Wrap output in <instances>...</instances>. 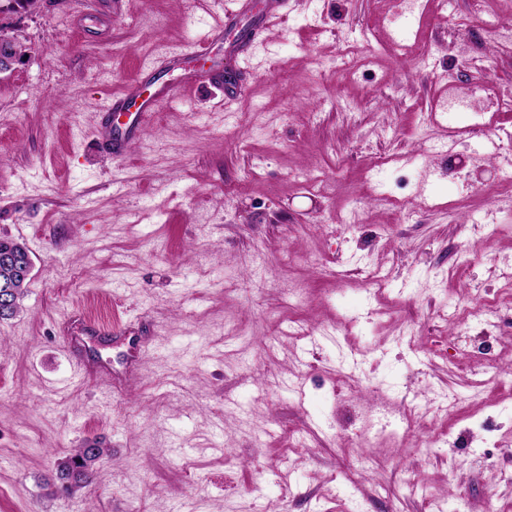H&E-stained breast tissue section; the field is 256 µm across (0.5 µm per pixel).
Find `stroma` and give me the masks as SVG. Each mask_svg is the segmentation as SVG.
<instances>
[{
  "label": "stroma",
  "mask_w": 512,
  "mask_h": 512,
  "mask_svg": "<svg viewBox=\"0 0 512 512\" xmlns=\"http://www.w3.org/2000/svg\"><path fill=\"white\" fill-rule=\"evenodd\" d=\"M0 29L26 47L0 75V235L34 262L0 321V512H512V312L449 319L512 291V112L432 118L452 82L512 97L504 0H42ZM135 80L179 91L111 157L101 103ZM73 317L118 333L109 401L73 378ZM446 392L453 414L359 447L377 403ZM13 268L0 267V279L9 280L13 290V305L7 312H0V320L9 319L16 316L21 309V301L23 300L29 282L31 279L22 278L18 273L13 272ZM104 452L105 448H101L97 443L92 448H86V444L76 448L71 456L58 465L56 478L61 482L62 487L71 489L87 483L90 470Z\"/></svg>",
  "instance_id": "1"
}]
</instances>
